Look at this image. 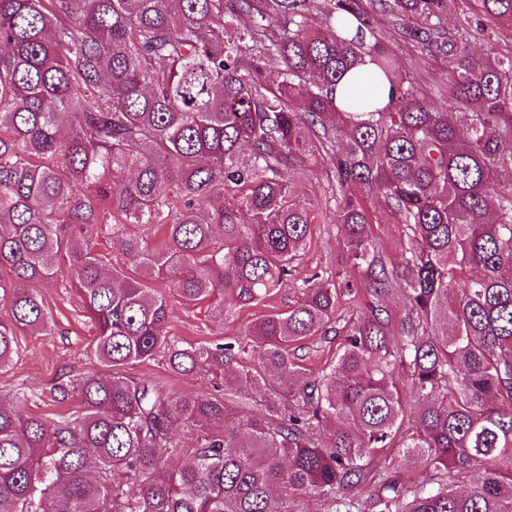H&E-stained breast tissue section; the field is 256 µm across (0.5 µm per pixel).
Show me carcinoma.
I'll use <instances>...</instances> for the list:
<instances>
[{
  "mask_svg": "<svg viewBox=\"0 0 512 512\" xmlns=\"http://www.w3.org/2000/svg\"><path fill=\"white\" fill-rule=\"evenodd\" d=\"M324 2L329 36L314 0H0V369L17 332L51 333L37 286L65 261L104 367L52 386L80 402L55 422L0 401V512H300L303 495L327 512H512V187H497L512 57L471 53L448 0ZM474 2L512 26V0ZM380 14L448 58L459 111L406 82ZM367 56L391 100L338 111L333 88ZM267 63L275 88L255 79ZM323 155L360 287L307 286L241 341L165 335L158 284L221 323L288 287L310 216L285 171ZM354 188L383 199L395 252ZM331 332L336 356L305 368L304 342ZM158 356L224 394L119 376ZM226 394L247 407L234 422ZM189 427L197 445L167 467ZM388 448L430 481L392 471Z\"/></svg>",
  "mask_w": 512,
  "mask_h": 512,
  "instance_id": "carcinoma-1",
  "label": "carcinoma"
}]
</instances>
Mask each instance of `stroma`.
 I'll return each mask as SVG.
<instances>
[{
  "instance_id": "obj_1",
  "label": "stroma",
  "mask_w": 512,
  "mask_h": 512,
  "mask_svg": "<svg viewBox=\"0 0 512 512\" xmlns=\"http://www.w3.org/2000/svg\"><path fill=\"white\" fill-rule=\"evenodd\" d=\"M449 27L464 23L473 30L470 48L477 53L512 56V29L500 21L473 11L469 0H455L448 11ZM378 32L394 48L405 64V74L418 88L431 94L449 110L457 103L448 82V60L429 53L400 36L386 18H379ZM286 177L297 190L296 200L307 208L311 220V243L305 257L292 270L290 285L257 306L241 308L234 322L222 324L211 319L204 306L189 307L177 297H169L170 317L167 335L195 343L221 341L240 336L246 325L263 315L286 311L300 297L303 282L318 279L343 287L346 278L344 251L339 244L333 221L336 200V177L330 161L314 166L290 167ZM45 307L52 316L53 331L48 336L19 333V356L16 364L0 371V399L19 400L22 412L56 419L78 411L77 398L61 402L50 395L51 386L63 375H80L101 371L102 366L86 351L91 332L82 305L73 287L70 267H63L59 278L42 288ZM128 378L151 377L175 393L212 390L209 377L185 378L172 374L163 360L137 362L127 366Z\"/></svg>"
}]
</instances>
